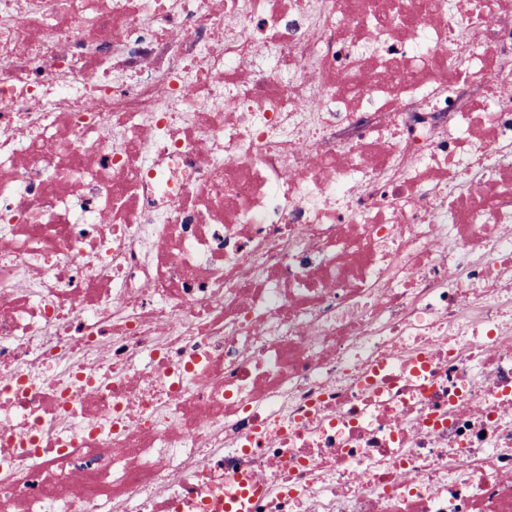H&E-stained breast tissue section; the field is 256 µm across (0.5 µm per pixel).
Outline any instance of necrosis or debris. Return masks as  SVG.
<instances>
[{"mask_svg": "<svg viewBox=\"0 0 512 512\" xmlns=\"http://www.w3.org/2000/svg\"><path fill=\"white\" fill-rule=\"evenodd\" d=\"M0 512H512V0H0Z\"/></svg>", "mask_w": 512, "mask_h": 512, "instance_id": "necrosis-or-debris-1", "label": "necrosis or debris"}]
</instances>
